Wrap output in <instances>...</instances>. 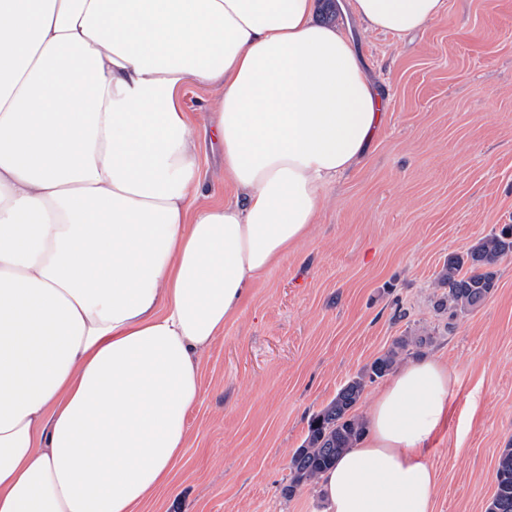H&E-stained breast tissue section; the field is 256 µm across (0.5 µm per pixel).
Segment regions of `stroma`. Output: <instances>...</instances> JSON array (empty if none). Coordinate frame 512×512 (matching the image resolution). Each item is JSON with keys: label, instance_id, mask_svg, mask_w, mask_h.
<instances>
[{"label": "stroma", "instance_id": "stroma-1", "mask_svg": "<svg viewBox=\"0 0 512 512\" xmlns=\"http://www.w3.org/2000/svg\"><path fill=\"white\" fill-rule=\"evenodd\" d=\"M343 24L381 102L359 163L325 189L310 235L252 288L199 359L202 395L172 484L141 512H322L288 493L310 419L401 335L454 373L432 440L435 512H485L512 444V256L479 307L449 320L437 278L454 255L512 224V0H447L441 19L395 38L317 0ZM186 84L209 200L230 199L209 108Z\"/></svg>", "mask_w": 512, "mask_h": 512}]
</instances>
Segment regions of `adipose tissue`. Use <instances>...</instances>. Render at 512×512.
<instances>
[{
    "instance_id": "1",
    "label": "adipose tissue",
    "mask_w": 512,
    "mask_h": 512,
    "mask_svg": "<svg viewBox=\"0 0 512 512\" xmlns=\"http://www.w3.org/2000/svg\"><path fill=\"white\" fill-rule=\"evenodd\" d=\"M402 37L445 0H347ZM315 0H0V512H138L167 486L199 355L309 233L379 101ZM218 89L233 199L202 203L181 103ZM431 358L375 395L325 512H434Z\"/></svg>"
}]
</instances>
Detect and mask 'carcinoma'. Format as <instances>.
<instances>
[{"instance_id": "obj_1", "label": "carcinoma", "mask_w": 512, "mask_h": 512, "mask_svg": "<svg viewBox=\"0 0 512 512\" xmlns=\"http://www.w3.org/2000/svg\"><path fill=\"white\" fill-rule=\"evenodd\" d=\"M512 254V225L491 234L473 245L466 254L448 258L437 286L448 289L437 307L448 317L463 315L486 301L496 288L494 267ZM428 336H401L383 355L349 379L332 401L315 414L308 425L302 446L288 463V494L316 482L348 448L366 431L365 419L353 413L368 384L387 376L402 356L418 351L429 343ZM495 493L486 512H512V445L503 449L495 469Z\"/></svg>"}]
</instances>
